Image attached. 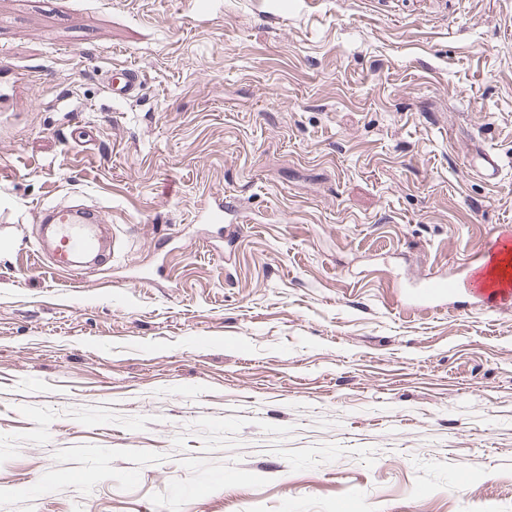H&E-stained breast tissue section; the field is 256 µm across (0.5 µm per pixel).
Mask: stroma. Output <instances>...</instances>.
<instances>
[{"instance_id":"stroma-1","label":"stroma","mask_w":512,"mask_h":512,"mask_svg":"<svg viewBox=\"0 0 512 512\" xmlns=\"http://www.w3.org/2000/svg\"><path fill=\"white\" fill-rule=\"evenodd\" d=\"M33 70L0 116V512H512V309L408 296L512 230V0H0V82ZM75 199L122 246L81 276L37 246ZM101 85L115 100L129 101L139 97L143 85V75L135 66H124L120 71L106 68L100 71ZM478 158L480 160V166L476 168V171L485 182H496L502 173V166L498 156L486 149H481L478 153ZM232 210L233 205L224 198H213L198 211L197 220L201 224H224L225 214H230Z\"/></svg>"}]
</instances>
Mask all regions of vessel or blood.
<instances>
[{"instance_id":"obj_1","label":"vessel or blood","mask_w":512,"mask_h":512,"mask_svg":"<svg viewBox=\"0 0 512 512\" xmlns=\"http://www.w3.org/2000/svg\"><path fill=\"white\" fill-rule=\"evenodd\" d=\"M101 85L115 100L129 101L138 98L143 85L139 68L125 66L107 68L100 72ZM480 176L489 183L496 182L502 166L493 152L480 150ZM230 202L216 198L202 207L197 219L202 224L223 223L226 214L232 212ZM37 216L41 223L51 225L57 243L55 269L79 273L80 257L99 251L102 245L101 226L105 221L102 211L91 208L57 205L41 207ZM512 255V233H501L491 239L477 259L467 263L463 273L454 279L444 280L436 276L421 278L412 289L414 300L433 304L443 299L456 303L475 305L487 310L512 307V278L500 275L498 261Z\"/></svg>"}]
</instances>
